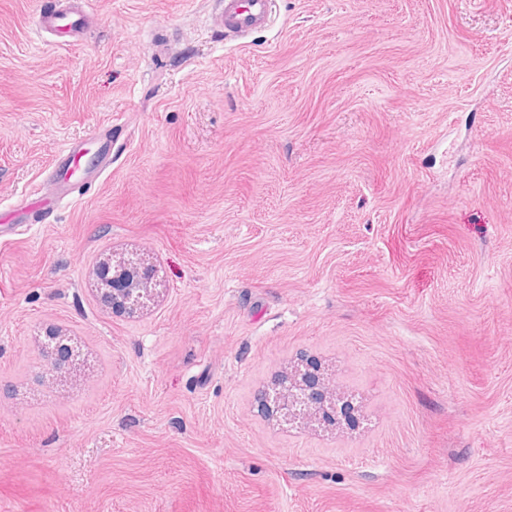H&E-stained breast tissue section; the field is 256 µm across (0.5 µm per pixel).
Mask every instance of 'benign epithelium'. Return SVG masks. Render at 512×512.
<instances>
[{
	"mask_svg": "<svg viewBox=\"0 0 512 512\" xmlns=\"http://www.w3.org/2000/svg\"><path fill=\"white\" fill-rule=\"evenodd\" d=\"M156 270L138 256L122 258L115 266L99 267V291L103 298L112 302V310L120 313H136L155 299L152 285ZM54 344H44L47 358L55 368L66 364L76 356L73 346L52 337ZM261 409L289 426L329 425L340 415L345 420L355 418V407L349 401L336 399V391L321 368L311 359L303 358L289 373L260 395Z\"/></svg>",
	"mask_w": 512,
	"mask_h": 512,
	"instance_id": "7a95c632",
	"label": "benign epithelium"
}]
</instances>
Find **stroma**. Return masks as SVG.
I'll list each match as a JSON object with an SVG mask.
<instances>
[{
  "instance_id": "obj_1",
  "label": "stroma",
  "mask_w": 512,
  "mask_h": 512,
  "mask_svg": "<svg viewBox=\"0 0 512 512\" xmlns=\"http://www.w3.org/2000/svg\"><path fill=\"white\" fill-rule=\"evenodd\" d=\"M0 0V217L56 151H125L0 242V512H512V0ZM159 269L104 303L100 260ZM79 353L53 370L42 347ZM356 430L261 391L300 356ZM49 6L39 9L35 25L40 33H46L55 45H69L82 38L90 27L91 12L88 0H51ZM274 5L275 0H219L211 26L224 34V41L242 39L271 24ZM156 277L153 265L138 256L122 258L99 267V291L104 299L112 302V310L136 313L155 299L152 285ZM105 287V289L103 288ZM147 299V301H143Z\"/></svg>"
}]
</instances>
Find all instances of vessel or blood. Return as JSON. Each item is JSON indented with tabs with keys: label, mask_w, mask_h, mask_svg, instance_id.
I'll list each match as a JSON object with an SVG mask.
<instances>
[{
	"label": "vessel or blood",
	"mask_w": 512,
	"mask_h": 512,
	"mask_svg": "<svg viewBox=\"0 0 512 512\" xmlns=\"http://www.w3.org/2000/svg\"><path fill=\"white\" fill-rule=\"evenodd\" d=\"M274 5L275 0H219L210 22L225 40L242 39L271 24ZM91 18L89 0H51L49 5L39 9L35 25L39 32L50 35L54 44L68 45L82 37L91 25ZM93 138L99 142L100 150L88 166L80 164L83 157L81 144L68 143L58 150L46 188L32 194L20 206L25 219L48 221L56 202L71 193L75 176L95 182L111 170L116 156L112 148L111 125L100 126Z\"/></svg>",
	"instance_id": "1"
}]
</instances>
